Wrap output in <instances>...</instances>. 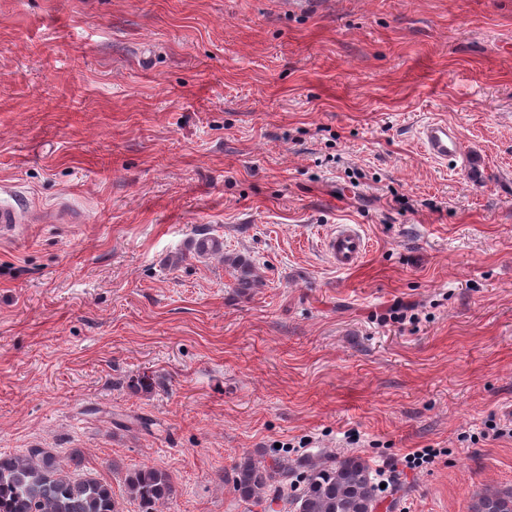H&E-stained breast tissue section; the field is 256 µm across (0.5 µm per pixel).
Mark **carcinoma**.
<instances>
[{"label":"carcinoma","mask_w":512,"mask_h":512,"mask_svg":"<svg viewBox=\"0 0 512 512\" xmlns=\"http://www.w3.org/2000/svg\"><path fill=\"white\" fill-rule=\"evenodd\" d=\"M224 250L217 236L191 240L188 252L205 256ZM237 287L251 286L250 263L231 261ZM292 473L290 491L277 477ZM234 490L245 500L260 502L276 493L298 504L302 512H371L378 502L373 474L356 456L328 458L322 462H297L283 458L260 462L246 455L232 468ZM128 499L142 512H158V506L173 498L172 476L151 467L129 473L125 479ZM0 512H122L112 486L97 478L74 477L64 471L45 448H31L24 456L0 455ZM474 512H512V489L491 491L476 502Z\"/></svg>","instance_id":"obj_1"}]
</instances>
